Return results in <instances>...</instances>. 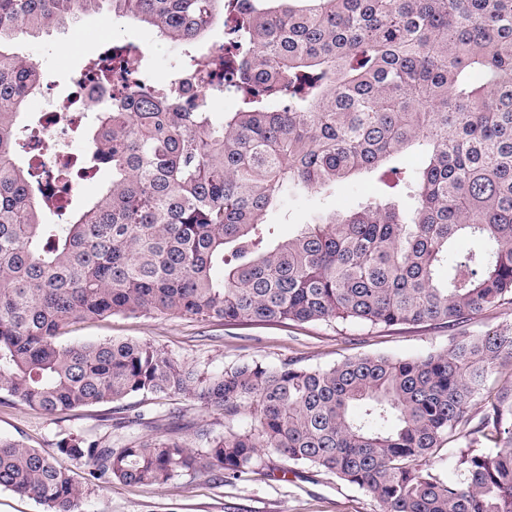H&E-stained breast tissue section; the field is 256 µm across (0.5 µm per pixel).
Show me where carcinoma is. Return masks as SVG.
Returning <instances> with one entry per match:
<instances>
[{
	"mask_svg": "<svg viewBox=\"0 0 512 512\" xmlns=\"http://www.w3.org/2000/svg\"><path fill=\"white\" fill-rule=\"evenodd\" d=\"M109 4L112 18L197 46L221 19L243 51L234 80L199 101L187 76L112 96L80 167L112 179L66 223L15 156L40 87L17 44ZM237 108L214 121L211 98ZM421 149L417 173L394 164ZM382 198L325 214L296 236L264 221L289 190L362 174ZM415 200L412 211L402 197ZM462 237L479 240L459 251ZM224 277H213L214 267ZM512 304V0H0V401L55 415L134 396H188L224 433L168 432L121 445L72 436L56 451L88 481L222 483L262 454L335 475L380 512H512V336H457L413 358L311 368L242 361L200 372L147 341H58L86 320L181 315L224 322L454 326ZM482 404L472 425L470 411ZM249 414L251 427L236 423ZM464 441L448 481L422 467ZM0 487L81 512L83 487L53 453L0 437Z\"/></svg>",
	"mask_w": 512,
	"mask_h": 512,
	"instance_id": "cac0c4a2",
	"label": "carcinoma"
}]
</instances>
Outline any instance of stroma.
<instances>
[{"label": "stroma", "mask_w": 512, "mask_h": 512, "mask_svg": "<svg viewBox=\"0 0 512 512\" xmlns=\"http://www.w3.org/2000/svg\"><path fill=\"white\" fill-rule=\"evenodd\" d=\"M110 16L104 7L82 15L75 36L52 31L22 42V50L40 66L54 96L70 95L72 74L97 58L101 22ZM111 34L118 41L144 48L145 71L154 82H166L183 60L182 47L160 42L153 30L142 24L119 21ZM378 194L376 182L361 176L324 194L299 191L285 204L268 210L265 220L276 225L285 239L326 213L356 209ZM496 331L512 334L511 305L489 309L450 329L429 324L371 328L325 322L227 325L178 315H115L77 323L64 330L61 341L73 345L108 339L147 340L166 355L210 373L251 360L277 365L293 358L308 367L326 368L364 355L419 357L445 349L450 336ZM132 411L140 419L129 425L109 403L50 416L6 402L0 404V436L48 449L69 436L126 443L161 435L172 426L181 440L193 445L198 429H224L223 413L204 409L183 396L136 398ZM59 463L86 486L83 512H380L376 500L365 491L335 475L288 464L274 454L264 455L257 471L224 484L181 476L161 486L119 481L98 486L87 483L83 465L64 456Z\"/></svg>", "instance_id": "stroma-1"}]
</instances>
